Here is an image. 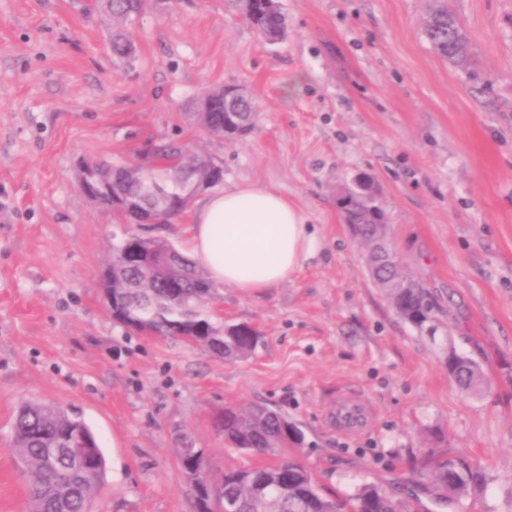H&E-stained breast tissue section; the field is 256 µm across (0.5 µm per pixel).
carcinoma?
I'll list each match as a JSON object with an SVG mask.
<instances>
[{"label":"carcinoma","mask_w":512,"mask_h":512,"mask_svg":"<svg viewBox=\"0 0 512 512\" xmlns=\"http://www.w3.org/2000/svg\"><path fill=\"white\" fill-rule=\"evenodd\" d=\"M425 26L432 50L455 67L470 64L469 37L445 0H434ZM145 0H107V18L116 25L132 22L143 10ZM247 23L261 36L280 32L287 36L288 25L279 0H256L244 14ZM112 55L130 60L133 42L122 30L112 31ZM190 115L208 133L227 140L244 137L257 123L252 101L225 98L224 104L205 113L195 107ZM100 177H108V188L83 179L80 186L97 205L109 209L129 226L130 236L112 245L111 259L123 263L125 299L115 309V321L139 332L155 336H200L208 350L224 359L242 358L254 351L251 342L238 337L230 325L211 319L206 296L211 284L207 274L182 252L177 275L160 270L151 279L144 278L139 264L124 257L127 244L141 238L137 227L149 222L167 224L186 212L191 200L202 192L195 186L198 178L210 173L215 189L224 183V168L215 166L211 157L173 145L154 150L152 160L131 165L107 159L84 161ZM376 195L351 199L343 207L348 224L362 225L369 234L374 214L379 210ZM393 308L405 321L421 332L437 330L433 304L418 283L391 295ZM448 376L464 392L481 386L479 364L467 357L448 360ZM285 418L266 405L249 409H224V437L233 447L249 453H266L288 446ZM10 451L34 467L23 471L30 512H82L86 498L93 495L106 475V462L90 427L77 415L62 407L31 402L23 405L13 421ZM433 481L442 492L451 490L452 498L462 499L483 482L481 471L465 459L452 455L438 459ZM219 493L224 497V512H407L404 504L384 490L363 485L352 495L329 498L321 493L312 473L290 456L272 466H255L224 472Z\"/></svg>","instance_id":"obj_1"}]
</instances>
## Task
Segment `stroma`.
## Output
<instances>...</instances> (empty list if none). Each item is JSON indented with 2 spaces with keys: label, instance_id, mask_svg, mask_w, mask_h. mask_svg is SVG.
<instances>
[{
  "label": "stroma",
  "instance_id": "35a3bbf8",
  "mask_svg": "<svg viewBox=\"0 0 512 512\" xmlns=\"http://www.w3.org/2000/svg\"><path fill=\"white\" fill-rule=\"evenodd\" d=\"M288 35L264 41L224 0H146L127 63L94 0H0V512H28L10 451L27 401L76 413L107 474L99 512H194L178 449L225 470L296 454L326 495L365 484L418 512H512V0H448L470 69L431 48L432 0H280ZM255 103L229 142L187 118L208 88ZM174 142L219 159L224 185L270 187L309 218L316 255L278 288L225 286L214 320L248 324L242 359L115 323L102 272L121 226L81 191L80 159L140 162ZM378 188L402 272L435 305V336L400 318L372 280L338 192ZM481 367L477 393L448 376L449 349ZM359 390L372 429L329 411ZM263 403L301 433L294 451L236 450L215 418ZM468 459L484 483L444 500L426 457Z\"/></svg>",
  "mask_w": 512,
  "mask_h": 512
}]
</instances>
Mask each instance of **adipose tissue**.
<instances>
[{"label": "adipose tissue", "instance_id": "ef3b65f1", "mask_svg": "<svg viewBox=\"0 0 512 512\" xmlns=\"http://www.w3.org/2000/svg\"><path fill=\"white\" fill-rule=\"evenodd\" d=\"M185 247L215 285L264 293L294 276L316 249L306 216L270 188L242 183L196 201Z\"/></svg>", "mask_w": 512, "mask_h": 512}]
</instances>
